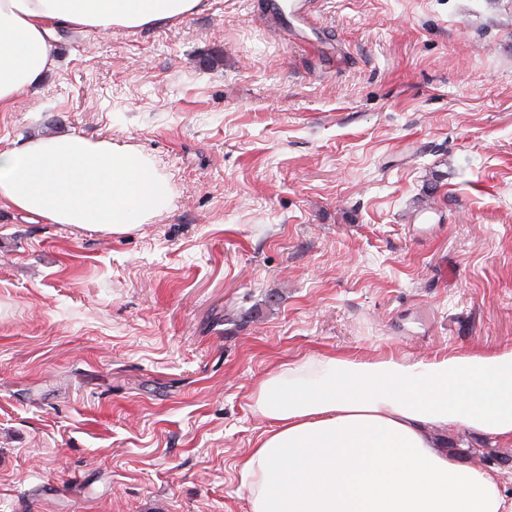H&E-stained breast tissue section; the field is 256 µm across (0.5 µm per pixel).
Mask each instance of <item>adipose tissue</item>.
Here are the masks:
<instances>
[{"label": "adipose tissue", "mask_w": 512, "mask_h": 512, "mask_svg": "<svg viewBox=\"0 0 512 512\" xmlns=\"http://www.w3.org/2000/svg\"><path fill=\"white\" fill-rule=\"evenodd\" d=\"M201 0H0V109L56 65L60 28L171 24ZM171 203L155 161L82 133L0 147V208L123 235ZM271 425L240 468L251 512H502L495 472L460 460L449 427L512 444V350L404 362L320 355L254 393Z\"/></svg>", "instance_id": "adipose-tissue-1"}]
</instances>
